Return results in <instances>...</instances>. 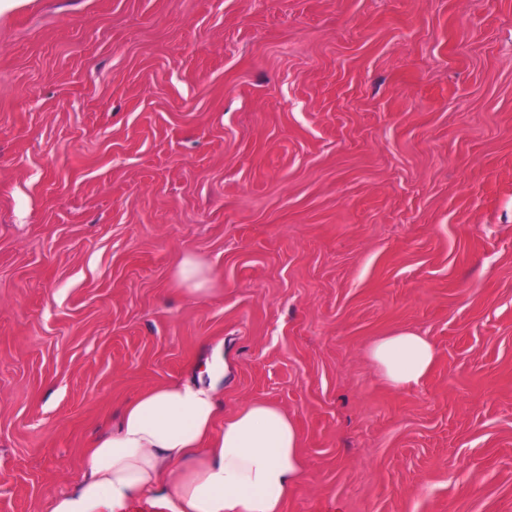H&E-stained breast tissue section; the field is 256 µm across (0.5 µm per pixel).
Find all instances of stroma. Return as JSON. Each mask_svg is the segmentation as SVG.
Returning a JSON list of instances; mask_svg holds the SVG:
<instances>
[{"label":"stroma","mask_w":512,"mask_h":512,"mask_svg":"<svg viewBox=\"0 0 512 512\" xmlns=\"http://www.w3.org/2000/svg\"><path fill=\"white\" fill-rule=\"evenodd\" d=\"M173 383L288 412L283 512H512V0L0 11V512ZM177 282L189 293H200L207 283L206 273L200 261L192 256H183L175 263ZM371 360L395 388L419 384L437 358L434 344L425 336L401 331L377 340L369 350Z\"/></svg>","instance_id":"1"}]
</instances>
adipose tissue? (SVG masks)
Returning a JSON list of instances; mask_svg holds the SVG:
<instances>
[{
    "label": "adipose tissue",
    "mask_w": 512,
    "mask_h": 512,
    "mask_svg": "<svg viewBox=\"0 0 512 512\" xmlns=\"http://www.w3.org/2000/svg\"><path fill=\"white\" fill-rule=\"evenodd\" d=\"M369 356L402 389L426 377L437 350L401 331L377 340ZM221 410L215 391L198 386L142 393L95 441L81 479L52 498L49 512H283L304 475L295 422L267 401Z\"/></svg>",
    "instance_id": "ef3b65f1"
}]
</instances>
